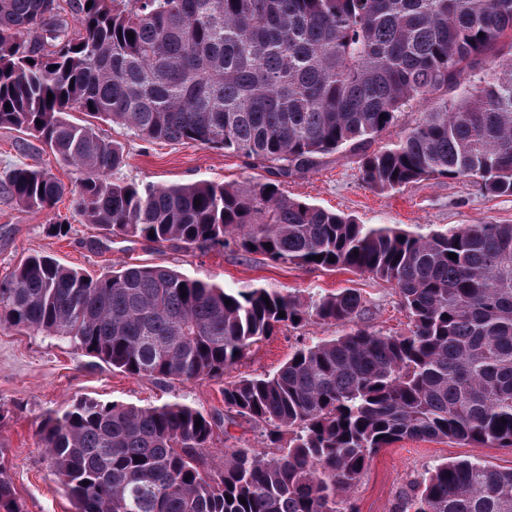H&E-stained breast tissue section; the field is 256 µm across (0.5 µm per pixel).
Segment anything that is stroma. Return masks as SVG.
<instances>
[{
	"instance_id": "35a3bbf8",
	"label": "stroma",
	"mask_w": 512,
	"mask_h": 512,
	"mask_svg": "<svg viewBox=\"0 0 512 512\" xmlns=\"http://www.w3.org/2000/svg\"><path fill=\"white\" fill-rule=\"evenodd\" d=\"M98 128L121 144L127 157L125 166L113 176L117 182H272L290 198L352 216L358 223L389 224L408 231L512 224V196L487 194L466 180L426 179L398 191L375 190L361 177L356 151L324 156L313 170L281 177L221 150L179 142H145L109 122L99 123ZM19 163L52 169L67 192L52 213L32 211L0 196V279L35 253L94 277L126 263L158 264L228 288L259 284L299 295L353 288L369 304L368 314L355 319V326L385 335L399 334L407 327L408 318L395 290L367 273L278 265L260 255H242L232 247L191 253L173 243L161 247L140 238L105 237L73 209V193L78 189L74 168L59 162L26 131L0 127V178ZM59 216L68 221L69 232L63 238L49 229ZM343 332L340 326L317 324L297 331L287 328L253 346L237 365L225 371L223 379L158 383L112 370L68 340L0 326V413L5 416L0 422V460L24 512H73L37 436L41 420L51 411L87 397L140 406L179 401L206 413H220L225 384L275 371L287 361L297 336L320 339ZM264 446L261 428L237 418L217 429L209 453L220 461L232 449ZM447 459L508 468L512 467V448L403 440L373 457L359 482L345 494L344 504L353 512H399L425 471Z\"/></svg>"
}]
</instances>
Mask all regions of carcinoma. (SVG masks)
<instances>
[{
  "mask_svg": "<svg viewBox=\"0 0 512 512\" xmlns=\"http://www.w3.org/2000/svg\"><path fill=\"white\" fill-rule=\"evenodd\" d=\"M505 37L512 0H0V127L30 132L76 169L86 223L106 237L368 273L409 319L398 335L357 328L301 343L276 371L225 385V412L270 447L222 463L208 448L224 418L185 403L84 398L49 413L39 443L75 512H343L342 494L395 442L512 448V224L412 232L270 182L118 183L123 148L69 120L79 110L288 176L361 149L416 104L398 142L362 154L367 185L448 178L512 196V56L491 55ZM65 193L46 168L20 165L0 182L37 211ZM365 308L349 288L302 298L150 264L93 278L42 254L0 280V325L181 383L223 378L285 327L345 325ZM0 512H23L1 463ZM400 512H512V468L437 463Z\"/></svg>",
  "mask_w": 512,
  "mask_h": 512,
  "instance_id": "obj_1",
  "label": "carcinoma"
}]
</instances>
